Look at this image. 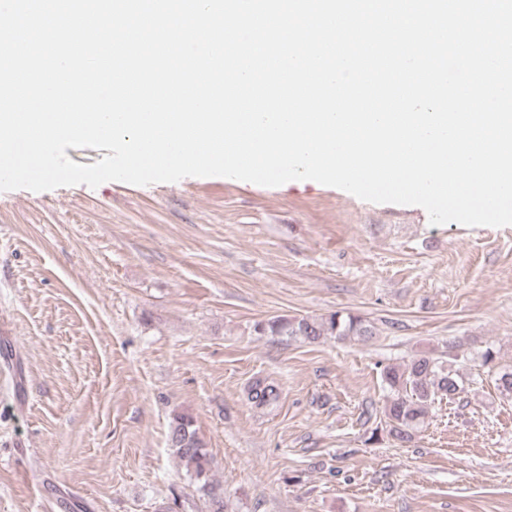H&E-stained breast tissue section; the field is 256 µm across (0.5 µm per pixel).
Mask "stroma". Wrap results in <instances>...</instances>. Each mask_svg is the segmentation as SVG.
Instances as JSON below:
<instances>
[{
	"instance_id": "1",
	"label": "stroma",
	"mask_w": 512,
	"mask_h": 512,
	"mask_svg": "<svg viewBox=\"0 0 512 512\" xmlns=\"http://www.w3.org/2000/svg\"><path fill=\"white\" fill-rule=\"evenodd\" d=\"M336 311L373 336L256 329ZM421 353L464 392L411 442L369 443L383 367ZM510 366L512 225L311 180L0 192V512H208L167 445L176 413L226 512H512ZM259 378L276 405L247 402Z\"/></svg>"
}]
</instances>
